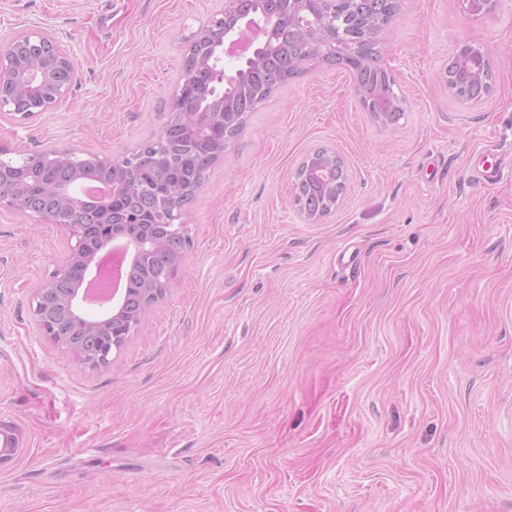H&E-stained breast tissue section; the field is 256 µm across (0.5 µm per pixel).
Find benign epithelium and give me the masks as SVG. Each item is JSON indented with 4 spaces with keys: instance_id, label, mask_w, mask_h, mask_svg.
Returning a JSON list of instances; mask_svg holds the SVG:
<instances>
[{
    "instance_id": "1",
    "label": "benign epithelium",
    "mask_w": 512,
    "mask_h": 512,
    "mask_svg": "<svg viewBox=\"0 0 512 512\" xmlns=\"http://www.w3.org/2000/svg\"><path fill=\"white\" fill-rule=\"evenodd\" d=\"M289 7V16L303 20V26L295 34L300 44L312 47L315 56L323 61L339 63L350 58L365 59L380 53L384 19L377 20L375 26L366 30L357 39L346 36L338 21L339 13H326L313 8L314 0H282ZM462 11L472 17H483L494 12L497 0H459ZM244 0H229L224 15L213 18L200 32L191 45V52L182 71L183 77L176 96L193 104V108L181 113L179 124L194 130L205 125L212 132L224 125L221 110H209L205 102L221 100L220 76L214 75L203 84L195 75L213 72L218 61L227 54V46L236 41L233 24L243 10ZM480 49L468 41L457 42L453 52L442 65V75L448 91L467 103H479L493 91L490 82V66L487 58L477 61ZM75 70L73 58L61 49L55 40L43 30L31 29L20 32L5 43L0 44V110H8L27 119L34 116L30 109L41 106L46 112L64 100L70 91L72 72ZM354 92L363 101L365 109L382 126L389 124L388 118L402 110V99L376 93L369 95L361 82H356ZM313 180L325 186L331 196L329 206L317 210L297 205L296 213L306 224L320 223L339 204L346 192V172L344 161L335 151L318 150L305 158ZM75 151L41 153L34 161L39 168L46 170L60 164L81 166ZM116 165L109 157L95 158V171L78 178L91 184L105 186L107 193H119L136 200L143 191V180L138 170L129 169L124 180L111 184L102 178ZM139 167H152L155 181L152 193L158 196L159 223L165 230V237L129 238L120 243L115 237H97L98 228L112 217L113 211L92 209L81 204V196L74 193L71 183L45 179L28 192L7 190L4 180L9 166L0 164V208H7L23 215L45 218L47 209L58 211L57 221L75 240L68 258L57 265L49 276L34 289L29 311L42 335L53 343L69 350L86 368L99 369L111 362L112 351L126 344L131 337L129 332H114L110 336H99L101 326L112 324L116 319L133 315L139 321L145 310L155 301L145 303L144 309L131 313V298L128 290L101 294L91 292L83 285L99 278L95 266V256L112 252L114 265L120 266L125 260L135 263L145 252H157L166 245H172L187 236V225L168 223L171 200L175 198L172 186L167 181V173L162 157L151 153L138 160ZM0 466L14 459L18 452V440L12 429L0 422Z\"/></svg>"
}]
</instances>
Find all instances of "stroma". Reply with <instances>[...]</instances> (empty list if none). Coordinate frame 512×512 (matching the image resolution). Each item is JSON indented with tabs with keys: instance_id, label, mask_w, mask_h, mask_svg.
Wrapping results in <instances>:
<instances>
[{
	"instance_id": "35a3bbf8",
	"label": "stroma",
	"mask_w": 512,
	"mask_h": 512,
	"mask_svg": "<svg viewBox=\"0 0 512 512\" xmlns=\"http://www.w3.org/2000/svg\"><path fill=\"white\" fill-rule=\"evenodd\" d=\"M227 0H0V37L41 27L73 56L68 97L0 112L5 160L122 158L157 139L193 39ZM376 122L343 66L310 62L252 112L183 206L192 246L108 366L42 335L29 297L64 229L0 210V512H512V0H404ZM493 93L448 91L458 41ZM342 156L318 224L292 188ZM505 158L490 184L478 167ZM354 92L357 97L363 101L366 111L369 112L371 116L382 126H389L388 118L393 114V112H396L393 123L398 121L400 116L404 113L402 108V99L399 97L395 98L381 93L368 95L364 90L362 83L358 80L355 83ZM304 161L308 162L309 172L313 180L323 184L327 195L331 196L329 207L314 208L303 207L296 202V213L306 224H318L328 215L332 207L337 206L346 192V172L344 161L335 151L326 149L309 154ZM303 161V162H304ZM83 159H80L75 151H59L50 153H41L38 158L33 162L42 170L52 169L57 167L59 164H71L76 167H80Z\"/></svg>"
}]
</instances>
